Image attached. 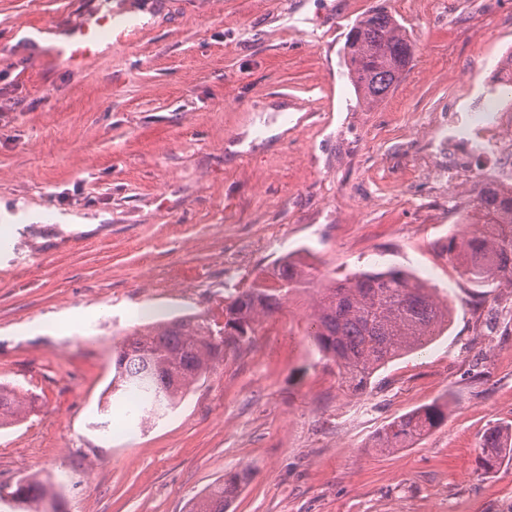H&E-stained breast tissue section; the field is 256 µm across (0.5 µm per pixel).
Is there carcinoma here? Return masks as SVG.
<instances>
[{
	"label": "carcinoma",
	"mask_w": 512,
	"mask_h": 512,
	"mask_svg": "<svg viewBox=\"0 0 512 512\" xmlns=\"http://www.w3.org/2000/svg\"><path fill=\"white\" fill-rule=\"evenodd\" d=\"M414 48L393 15L373 6L358 17L344 45V65L359 107L377 105L409 69ZM471 219L490 231L448 237L444 250L477 288L501 283L512 286V187L483 182L474 190ZM311 275V266L287 254L263 270L253 283L237 291L224 305V325L242 329L250 340L257 318L281 309ZM448 301L412 273L391 266L359 270L319 289L310 315L308 335L319 351L336 364L348 388L365 389L374 374L427 337L440 334L448 323ZM214 319L202 316L159 321L145 331L126 336L114 349L110 394L100 413L112 404L137 414V424L165 416L216 362L225 347ZM30 401L0 384V428L26 414ZM448 417V405L434 403L386 424L379 447L394 451L438 428ZM480 469L491 472L512 459V424L494 425L482 438ZM237 472L212 484L189 512H227L239 485L249 479ZM18 503L11 512H41L56 501L51 487L26 477L9 487Z\"/></svg>",
	"instance_id": "carcinoma-1"
}]
</instances>
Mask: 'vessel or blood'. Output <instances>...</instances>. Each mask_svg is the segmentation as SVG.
I'll return each mask as SVG.
<instances>
[{"mask_svg":"<svg viewBox=\"0 0 512 512\" xmlns=\"http://www.w3.org/2000/svg\"><path fill=\"white\" fill-rule=\"evenodd\" d=\"M112 31L111 13L95 7L87 11L81 20L69 27L65 37L51 48L54 58L80 67L93 58L104 35Z\"/></svg>","mask_w":512,"mask_h":512,"instance_id":"obj_1","label":"vessel or blood"}]
</instances>
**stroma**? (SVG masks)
Instances as JSON below:
<instances>
[{
    "instance_id": "35a3bbf8",
    "label": "stroma",
    "mask_w": 512,
    "mask_h": 512,
    "mask_svg": "<svg viewBox=\"0 0 512 512\" xmlns=\"http://www.w3.org/2000/svg\"><path fill=\"white\" fill-rule=\"evenodd\" d=\"M120 41L83 67L21 31L93 4ZM381 5L415 47L373 108L343 47ZM512 0H0V383L34 397L0 428V485L33 476L61 512H187L250 470L228 512H512V463L479 470L512 422V288L472 287L443 246L484 177L512 185V130L469 155L471 114L512 113ZM309 249L316 280L412 269L447 330L347 389L305 329L316 288L255 324L176 409L100 429L113 346L224 300ZM438 399L411 447L382 427ZM481 448L479 468L485 473L491 472L505 460H511L512 423L488 428L483 435Z\"/></svg>"
}]
</instances>
